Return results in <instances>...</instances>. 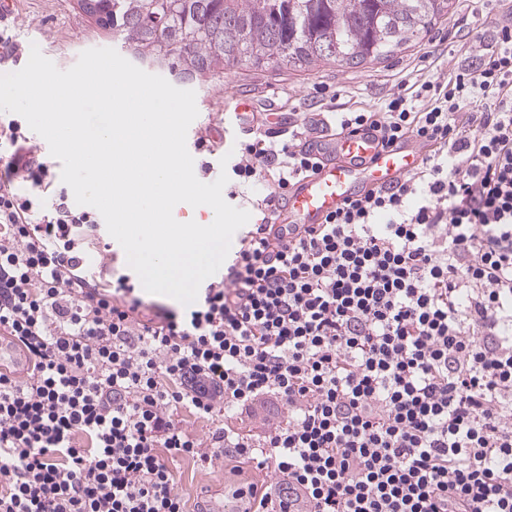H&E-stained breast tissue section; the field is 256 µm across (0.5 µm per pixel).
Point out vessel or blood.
Returning a JSON list of instances; mask_svg holds the SVG:
<instances>
[{
	"label": "vessel or blood",
	"instance_id": "1",
	"mask_svg": "<svg viewBox=\"0 0 512 512\" xmlns=\"http://www.w3.org/2000/svg\"><path fill=\"white\" fill-rule=\"evenodd\" d=\"M318 153L324 161L317 172L293 179L278 205L274 231L280 242L294 240L305 229L324 223L357 193L389 186L413 174L425 151L413 141L385 147L375 133L361 131L327 134Z\"/></svg>",
	"mask_w": 512,
	"mask_h": 512
}]
</instances>
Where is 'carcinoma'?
<instances>
[{
  "instance_id": "cac0c4a2",
  "label": "carcinoma",
  "mask_w": 512,
  "mask_h": 512,
  "mask_svg": "<svg viewBox=\"0 0 512 512\" xmlns=\"http://www.w3.org/2000/svg\"><path fill=\"white\" fill-rule=\"evenodd\" d=\"M137 59L185 77L388 58L450 0H78Z\"/></svg>"
}]
</instances>
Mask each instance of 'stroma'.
I'll return each mask as SVG.
<instances>
[{"instance_id":"1","label":"stroma","mask_w":512,"mask_h":512,"mask_svg":"<svg viewBox=\"0 0 512 512\" xmlns=\"http://www.w3.org/2000/svg\"><path fill=\"white\" fill-rule=\"evenodd\" d=\"M498 13L487 12L477 0H454L447 19L393 56L354 68L328 64L314 70L238 68L223 78L203 76L171 83L196 93L195 127L213 141L211 151H193L194 172L204 183L215 181L220 160L239 151L244 138L232 121L239 99H247L258 117L267 112L281 116L283 128H291L304 112H351L381 102L397 86L429 75L449 72L476 53L475 36L490 39ZM23 49L38 46L59 69L71 68L81 52L90 48H118L111 32L83 14L77 0H15L6 18ZM177 486L186 499L196 489L228 494L244 483H263L266 476L249 463L224 451L212 464L199 466L190 459L174 465Z\"/></svg>"}]
</instances>
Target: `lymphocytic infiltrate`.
Returning a JSON list of instances; mask_svg holds the SVG:
<instances>
[{
  "mask_svg": "<svg viewBox=\"0 0 512 512\" xmlns=\"http://www.w3.org/2000/svg\"><path fill=\"white\" fill-rule=\"evenodd\" d=\"M315 125L241 144L267 223L320 166ZM337 126L428 152L292 242L249 233L178 312L84 276L95 217L0 121V332L31 364L0 372V512H187L169 458L224 448L270 475L235 488L245 512H512V20ZM263 399L260 441L216 421Z\"/></svg>",
  "mask_w": 512,
  "mask_h": 512,
  "instance_id": "lymphocytic-infiltrate-1",
  "label": "lymphocytic infiltrate"
}]
</instances>
